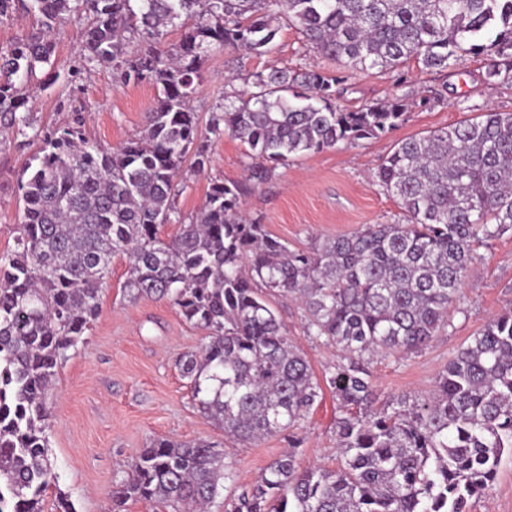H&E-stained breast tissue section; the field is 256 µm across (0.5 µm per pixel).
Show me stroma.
Listing matches in <instances>:
<instances>
[{"mask_svg":"<svg viewBox=\"0 0 512 512\" xmlns=\"http://www.w3.org/2000/svg\"><path fill=\"white\" fill-rule=\"evenodd\" d=\"M85 20L75 18L56 31L54 66L39 78L48 88L32 96L28 107L42 128L66 126L73 112L84 118L82 133L92 143L113 148L137 135L144 114L156 96L147 82H124L111 65H93L79 74ZM319 66L335 69L334 61L306 51L295 29L282 27L273 52L256 55L224 51L211 54L193 110L207 126L225 95L247 88L252 73L270 67ZM483 58L464 57L459 69L421 70L417 62L404 67L361 71L350 75L336 99L339 107L356 110L404 87L409 108L390 133L334 148L305 153L278 168L267 182L250 186L241 207L248 219L264 224L273 238L296 250H311L330 239L358 232L369 224H391L401 216L395 198L376 183L374 173L394 145L464 119L455 105L465 95L474 112H512V85L493 88L483 81ZM441 101H433V94ZM208 161L203 172L184 163L176 208L182 218L202 207L215 180L243 181L250 162L242 142L230 134H208ZM41 141L20 138L0 144V256L14 247V230L22 203L19 175ZM128 262L115 255L100 293V312L87 342L59 369L49 404V450L59 475L43 501L44 512H55L58 495L68 496L76 512H112V491L126 477L138 452L157 439L204 440L224 454L232 478L226 481L209 512H229L242 488L253 485L264 469L289 448V436L300 445L298 469L337 463L336 396L323 398L294 428L254 443L225 436L221 427L197 407L190 382L178 366L181 356L199 351L205 332L188 323L168 301L132 298L125 283ZM288 336L303 349L314 375L325 380L340 360L336 349L310 339L303 309L280 293L266 294ZM512 309V231L476 246L461 290L450 310V324L421 351L403 357L375 356L368 368L374 390L373 410L401 398L433 393L439 372L492 317ZM468 512H512V456H503L498 477Z\"/></svg>","mask_w":512,"mask_h":512,"instance_id":"stroma-1","label":"stroma"}]
</instances>
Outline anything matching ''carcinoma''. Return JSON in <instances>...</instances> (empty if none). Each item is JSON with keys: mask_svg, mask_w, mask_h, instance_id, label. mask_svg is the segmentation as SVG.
<instances>
[{"mask_svg": "<svg viewBox=\"0 0 512 512\" xmlns=\"http://www.w3.org/2000/svg\"><path fill=\"white\" fill-rule=\"evenodd\" d=\"M131 2L0 0L1 23L20 12L36 17L31 33L0 51V133L31 131L43 143L23 168L15 246L0 258V512H42L56 479L48 449L53 382L99 315L116 254L128 259L125 287L134 296L165 299L209 331L201 352L179 366L199 408L227 435L256 442L290 430L322 397L263 290L301 301L307 334L343 354L326 378L340 411L338 466L300 471L291 450L242 490L233 512H467L512 453V309L457 351L432 395L403 398L390 411H371L365 360L424 348L449 325L473 245L512 231V112L488 110L398 142L375 173L401 205L398 224L291 250L241 216L242 184L214 181L172 240L158 229L171 221L187 154L194 152L198 172L208 159L190 103L211 52L269 53L283 20L307 50L343 67H272L252 74L243 93L224 96L210 131L248 145L250 180L261 184L300 153L397 126L405 94L358 110L336 106L348 72L412 59L443 72L492 47L497 58L484 83L512 84V0H138L136 9ZM82 16L84 64L110 63L124 81L157 89L139 136L113 150L83 138L77 112L49 131L22 111L33 88H47L34 75L51 64L54 31ZM177 24L181 39L163 45ZM491 27L487 46L481 36ZM229 478L211 444L159 439L115 487L112 512L130 499L205 512Z\"/></svg>", "mask_w": 512, "mask_h": 512, "instance_id": "obj_1", "label": "carcinoma"}]
</instances>
